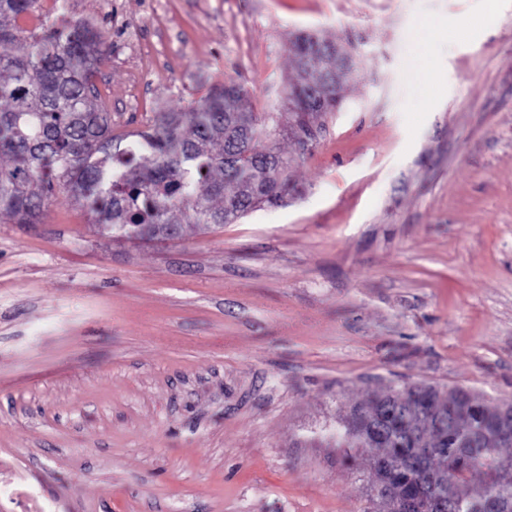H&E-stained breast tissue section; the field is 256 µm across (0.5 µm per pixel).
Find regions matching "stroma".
Listing matches in <instances>:
<instances>
[{
	"mask_svg": "<svg viewBox=\"0 0 512 512\" xmlns=\"http://www.w3.org/2000/svg\"><path fill=\"white\" fill-rule=\"evenodd\" d=\"M122 145L290 39L352 46L282 204L140 243L59 191L0 221V512H361L336 418L394 383L512 400V0H70Z\"/></svg>",
	"mask_w": 512,
	"mask_h": 512,
	"instance_id": "stroma-1",
	"label": "stroma"
}]
</instances>
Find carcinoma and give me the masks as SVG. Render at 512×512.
<instances>
[{
  "mask_svg": "<svg viewBox=\"0 0 512 512\" xmlns=\"http://www.w3.org/2000/svg\"><path fill=\"white\" fill-rule=\"evenodd\" d=\"M36 2L0 0V154L11 162L0 164V218L35 224L63 189L114 237L173 239L288 198L293 159L276 146L281 123L252 111L235 84L210 88L188 112L156 113L133 148L111 152L112 112L95 82L105 40L81 23L20 26ZM292 52L289 95L313 84L326 100L314 111H334L349 54L308 33ZM331 438L352 461L372 455L368 501L387 512L438 496L445 512H512V480L493 469L512 460L500 453L512 448V401L404 384L352 407ZM477 471L484 478L474 485Z\"/></svg>",
  "mask_w": 512,
  "mask_h": 512,
  "instance_id": "cac0c4a2",
  "label": "carcinoma"
}]
</instances>
